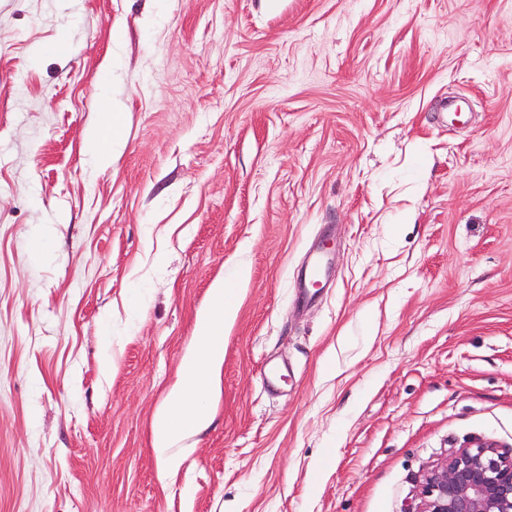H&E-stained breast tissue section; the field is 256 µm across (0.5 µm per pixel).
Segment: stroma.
<instances>
[{"mask_svg":"<svg viewBox=\"0 0 512 512\" xmlns=\"http://www.w3.org/2000/svg\"><path fill=\"white\" fill-rule=\"evenodd\" d=\"M241 264L214 420L160 479ZM472 437L512 447V0H0V512H418ZM124 113L112 108L105 112L92 143L96 159L101 164L112 162L114 151L120 147L123 138ZM234 290L224 281L212 289V304L197 317L190 351L153 422L152 445L167 470H176L181 464L180 455L172 448H179L213 419L224 364V324L236 314Z\"/></svg>","mask_w":512,"mask_h":512,"instance_id":"1","label":"stroma"}]
</instances>
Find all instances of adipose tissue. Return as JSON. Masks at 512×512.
I'll return each mask as SVG.
<instances>
[{"label": "adipose tissue", "mask_w": 512, "mask_h": 512, "mask_svg": "<svg viewBox=\"0 0 512 512\" xmlns=\"http://www.w3.org/2000/svg\"><path fill=\"white\" fill-rule=\"evenodd\" d=\"M208 311L197 317L189 353L169 389L152 426V445L169 470L178 469L176 449L207 426L220 393V371L224 364V326L236 314L235 293L226 284L212 290Z\"/></svg>", "instance_id": "obj_1"}]
</instances>
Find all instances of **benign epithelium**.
Listing matches in <instances>:
<instances>
[{
	"instance_id": "obj_1",
	"label": "benign epithelium",
	"mask_w": 512,
	"mask_h": 512,
	"mask_svg": "<svg viewBox=\"0 0 512 512\" xmlns=\"http://www.w3.org/2000/svg\"><path fill=\"white\" fill-rule=\"evenodd\" d=\"M419 512H512V452L476 439L425 476Z\"/></svg>"
}]
</instances>
